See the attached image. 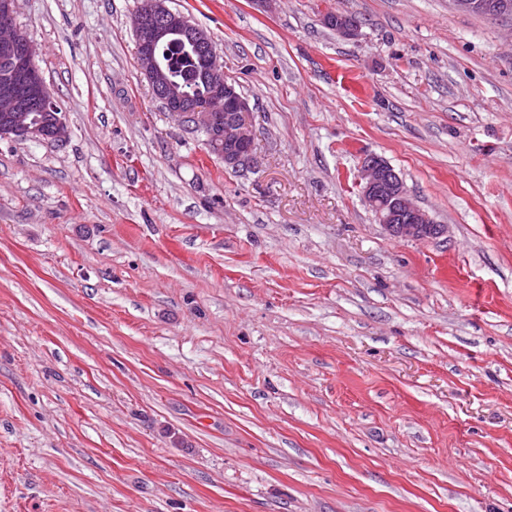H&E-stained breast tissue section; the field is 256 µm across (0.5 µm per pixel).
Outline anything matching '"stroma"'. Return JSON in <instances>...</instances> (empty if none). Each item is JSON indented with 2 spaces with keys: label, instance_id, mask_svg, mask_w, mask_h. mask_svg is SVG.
Masks as SVG:
<instances>
[{
  "label": "stroma",
  "instance_id": "stroma-1",
  "mask_svg": "<svg viewBox=\"0 0 512 512\" xmlns=\"http://www.w3.org/2000/svg\"><path fill=\"white\" fill-rule=\"evenodd\" d=\"M138 4L16 0L68 136L0 138V512H512V22L168 0L249 103L234 172ZM368 154L444 236L386 234ZM327 25L336 30V33L346 39L358 37L360 22L351 15H342L338 12L328 10L324 15Z\"/></svg>",
  "mask_w": 512,
  "mask_h": 512
}]
</instances>
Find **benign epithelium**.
Instances as JSON below:
<instances>
[{
	"instance_id": "obj_1",
	"label": "benign epithelium",
	"mask_w": 512,
	"mask_h": 512,
	"mask_svg": "<svg viewBox=\"0 0 512 512\" xmlns=\"http://www.w3.org/2000/svg\"><path fill=\"white\" fill-rule=\"evenodd\" d=\"M167 0H141L131 19L137 45V65L168 114L196 132H205V145L235 171L252 169L254 128L247 100L224 73L210 34L171 10ZM463 13H481L491 19H511L512 0H449ZM15 0H0V138L61 141L67 126L51 100L46 81L34 60L35 48L18 29ZM327 25L346 39L359 36L360 22L351 15L329 10ZM180 34L197 52L212 75L210 91L196 97L171 86L164 78L155 45L168 34ZM357 185L363 203L394 239L434 240L445 233L413 200L402 177L382 157L362 159Z\"/></svg>"
}]
</instances>
